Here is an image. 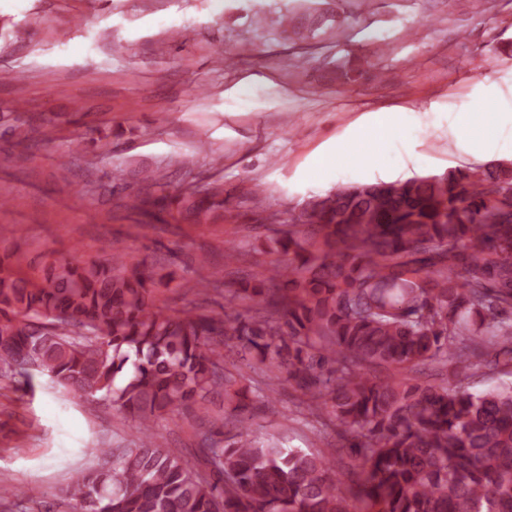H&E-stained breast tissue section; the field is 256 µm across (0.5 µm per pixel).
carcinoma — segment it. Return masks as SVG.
<instances>
[{"mask_svg": "<svg viewBox=\"0 0 512 512\" xmlns=\"http://www.w3.org/2000/svg\"><path fill=\"white\" fill-rule=\"evenodd\" d=\"M292 222L307 231L277 240L289 262L242 283L231 299L245 310L222 315L156 305L155 282L119 255L53 259L39 277L17 250L0 262V377L25 391L44 378L138 422L137 447L97 449L63 490L72 512H512V385H462L512 363L509 168L340 185ZM253 362L340 427L350 481L330 465L337 445L254 431ZM427 364L445 378L411 377ZM216 390L224 414L199 434L200 468L154 420Z\"/></svg>", "mask_w": 512, "mask_h": 512, "instance_id": "obj_1", "label": "carcinoma"}]
</instances>
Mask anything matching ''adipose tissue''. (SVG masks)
Here are the masks:
<instances>
[{"label":"adipose tissue","mask_w":512,"mask_h":512,"mask_svg":"<svg viewBox=\"0 0 512 512\" xmlns=\"http://www.w3.org/2000/svg\"><path fill=\"white\" fill-rule=\"evenodd\" d=\"M479 111L454 113L450 132L456 148L467 155L512 158V100L505 99L499 85L483 82ZM419 135L414 115L404 110L376 112L355 123L350 134L336 139L332 152L314 157L308 166L310 180L329 186L339 180L369 173L399 176L408 165L425 164L424 155L403 161L391 151L393 140H415Z\"/></svg>","instance_id":"ef3b65f1"}]
</instances>
